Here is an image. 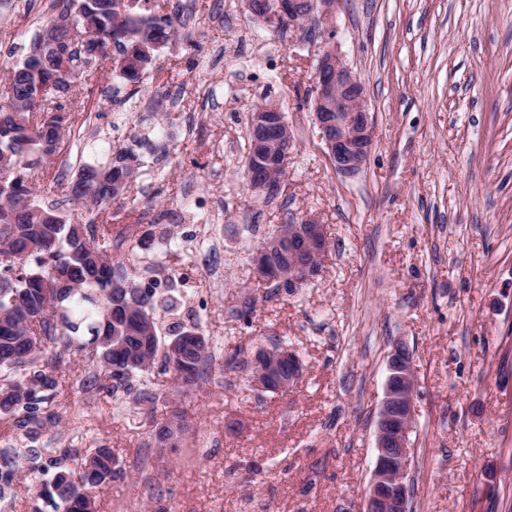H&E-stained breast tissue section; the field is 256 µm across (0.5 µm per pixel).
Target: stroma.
I'll use <instances>...</instances> for the list:
<instances>
[{
    "label": "stroma",
    "instance_id": "obj_1",
    "mask_svg": "<svg viewBox=\"0 0 512 512\" xmlns=\"http://www.w3.org/2000/svg\"><path fill=\"white\" fill-rule=\"evenodd\" d=\"M56 13L54 0L0 9V71ZM335 32L373 122L353 177L335 171L314 123L321 26L278 33L242 0L195 15L160 50L148 92L107 66L73 95L71 156L52 171L149 135L136 202L112 210L127 238L114 255L141 280L152 263L180 271L171 294L200 290L199 327L217 348L208 381L187 393L151 374L108 397L71 359L40 443L114 449L125 477L98 490V512H362L397 342L416 369L409 512H512V0H342ZM266 101L293 138L288 187L272 199L243 179L247 119ZM183 188L224 206L204 227L223 250L213 287L194 252L177 265L137 245L143 207L188 236L173 218ZM309 214L330 234L319 275L291 294L257 279L259 245ZM281 345L303 361L298 385L254 389L255 351ZM174 409L185 429L162 452L152 435Z\"/></svg>",
    "mask_w": 512,
    "mask_h": 512
}]
</instances>
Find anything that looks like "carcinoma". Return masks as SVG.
Wrapping results in <instances>:
<instances>
[{
    "mask_svg": "<svg viewBox=\"0 0 512 512\" xmlns=\"http://www.w3.org/2000/svg\"><path fill=\"white\" fill-rule=\"evenodd\" d=\"M180 21L172 14H123L117 0H64L63 9L31 35L24 59L4 71L0 95V424L3 435L19 434L34 442L57 423L55 398L62 389L67 355L85 356L100 370L86 383L108 396L131 390L132 377L151 371L158 354L162 367L181 392L203 382L216 362L214 346L197 327L173 326L169 342L158 335L157 309L169 312L176 302H157L112 261L116 231L106 206L126 199L139 177L138 157L116 147L109 163L83 164L70 181L49 180L50 192L77 203L81 217L72 220L40 200L39 187L24 175L37 162L53 160L65 129L46 133L57 112L69 113L71 93L98 70L100 57L84 49L113 43L126 54L139 45V74L116 69L119 78L140 84L152 73L158 52L175 36ZM68 45L71 82L53 75L63 59L55 44ZM40 99L29 105L28 92ZM249 144L244 175L274 180L268 197L282 188L280 169L255 154ZM74 467H68V464ZM44 468H56L51 497L65 512H84L86 495L124 476L117 456L101 445L84 452L65 450L48 456Z\"/></svg>",
    "mask_w": 512,
    "mask_h": 512,
    "instance_id": "1",
    "label": "carcinoma"
}]
</instances>
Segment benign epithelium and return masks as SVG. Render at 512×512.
<instances>
[{"label": "benign epithelium", "instance_id": "benign-epithelium-1", "mask_svg": "<svg viewBox=\"0 0 512 512\" xmlns=\"http://www.w3.org/2000/svg\"><path fill=\"white\" fill-rule=\"evenodd\" d=\"M340 0H270V8L261 15L266 25L288 23V27L318 20L325 25L328 38L335 37L334 18ZM313 116L324 141L331 164L337 173L354 176L359 173L372 150V121L360 79L345 64L334 46L323 48L318 55L314 74ZM267 108L254 111L251 132L276 141L287 148L291 141L288 123L272 126L264 117ZM292 242H301L311 251L312 258L294 268L289 275L271 270L265 256L282 248V236L272 238L257 251L254 265L259 278L267 281L288 279L298 287L319 272L322 257L328 251L329 234L326 225L312 218L288 228ZM288 361V387L297 384L302 365L296 354L286 348L272 354L265 350L254 356V384L264 388L277 369L278 360ZM387 377L381 401L377 429V456L370 489L365 500V512H407V498L401 475L408 463V431L413 419L415 379L413 358L409 348L396 343L387 360Z\"/></svg>", "mask_w": 512, "mask_h": 512}]
</instances>
